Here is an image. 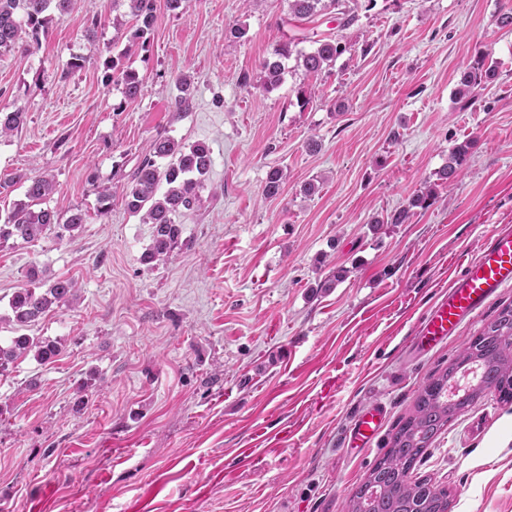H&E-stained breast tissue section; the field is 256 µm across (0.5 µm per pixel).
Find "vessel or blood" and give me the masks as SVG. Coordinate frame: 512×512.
<instances>
[{"label":"vessel or blood","instance_id":"b4317fda","mask_svg":"<svg viewBox=\"0 0 512 512\" xmlns=\"http://www.w3.org/2000/svg\"><path fill=\"white\" fill-rule=\"evenodd\" d=\"M512 285V227L505 225L482 244L477 257L452 280L421 321L413 340L421 353L443 345L472 322L500 289ZM387 415L382 401L366 405L352 420L347 439L351 452L369 448Z\"/></svg>","mask_w":512,"mask_h":512}]
</instances>
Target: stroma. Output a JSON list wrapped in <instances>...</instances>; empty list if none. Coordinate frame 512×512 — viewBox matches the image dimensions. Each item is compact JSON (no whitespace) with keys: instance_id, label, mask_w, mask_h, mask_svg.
Here are the masks:
<instances>
[{"instance_id":"1","label":"stroma","mask_w":512,"mask_h":512,"mask_svg":"<svg viewBox=\"0 0 512 512\" xmlns=\"http://www.w3.org/2000/svg\"><path fill=\"white\" fill-rule=\"evenodd\" d=\"M366 2L351 0L359 19L343 28L332 14L290 19L287 0H185L177 13L156 0L149 42L132 48L125 0H71L38 44L0 53V106L25 114L0 141V216L23 197L9 183L19 169L53 176L48 207L86 214L73 235L0 244L1 316L30 269L79 284L29 329L60 341L58 356L0 374V512H349L422 386L512 303L511 286L442 346L411 350L450 280L512 225V31L496 24L512 0ZM233 24L244 39L226 36ZM338 32L353 50L331 73L262 88L275 44ZM478 49L498 75L466 106L455 88ZM121 52L143 80L133 100L105 77ZM77 55L86 67L68 71ZM160 135L205 143L213 162L172 260L151 268L152 227L121 187ZM465 139L453 186L385 223ZM274 167L286 181L269 197ZM376 398L383 430L352 454L347 429ZM413 474L448 488L451 512H512V404L484 396Z\"/></svg>"}]
</instances>
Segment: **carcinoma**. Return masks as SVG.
<instances>
[{
  "instance_id": "cac0c4a2",
  "label": "carcinoma",
  "mask_w": 512,
  "mask_h": 512,
  "mask_svg": "<svg viewBox=\"0 0 512 512\" xmlns=\"http://www.w3.org/2000/svg\"><path fill=\"white\" fill-rule=\"evenodd\" d=\"M71 0H0V52L36 43L45 32L48 13L63 11ZM135 20L129 41L145 46L156 22L155 0H128ZM342 16V26L357 21L348 0H288V13L297 18L312 19L327 12ZM309 51L296 49L297 42L288 40L273 47L261 63L262 87L277 88L289 72L288 61L295 58L296 67L310 76L326 72L337 58L350 50L347 43L324 36L313 41ZM122 52L107 61L108 69L118 75L126 99L132 100L141 92L142 79L137 72L122 68ZM497 76L496 67L488 62V54L476 52L461 71L456 96L472 101L478 91L486 89ZM180 111L189 108L193 96L192 80L188 75L177 78ZM24 123V113L6 111L0 107V139L12 135ZM472 141L452 146L448 163L436 173L440 183H451L467 164ZM212 165L210 149L203 143L184 145L168 136L154 139L151 150L128 175L122 187L127 210L140 216L141 223L152 225V242L144 252L147 264H165L178 247L182 225L177 217L199 207L206 189V176ZM10 184L25 187L24 199L0 222V243L11 239L32 241L48 231L58 236L71 233L85 221L84 213L75 209L67 217L43 207L55 189L54 180L46 175H30L18 171ZM282 170L269 171L264 185L268 196L278 195L283 187ZM435 201L430 188L413 194L407 204L377 224H403L415 208H425ZM41 284L16 291L9 299L10 314L0 317V323L12 326L15 333L8 346L0 345V372L8 370L17 360L33 355L45 363L56 357L57 342L30 336L25 330L53 307L70 305L77 297V282L58 278L48 282L45 291ZM482 371L460 392L448 396L452 387L470 370ZM492 390L500 402L512 403V304L503 306L493 321L472 340L438 375L429 379L415 398L409 415L390 436L388 449L362 483L351 500L350 512H450L448 489L428 479L412 478L411 471L449 423L465 413Z\"/></svg>"
}]
</instances>
